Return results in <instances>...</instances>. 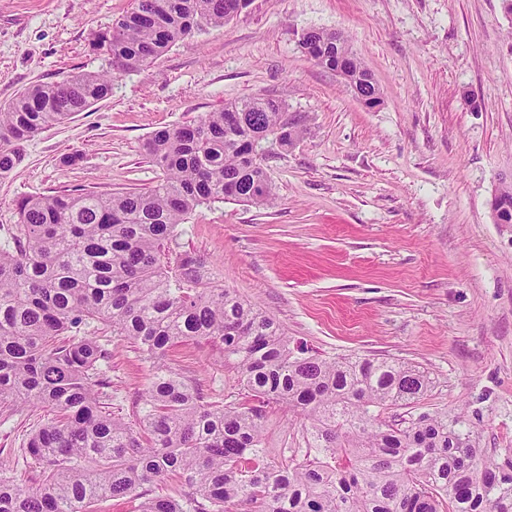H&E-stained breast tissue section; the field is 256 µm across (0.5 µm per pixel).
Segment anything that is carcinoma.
Segmentation results:
<instances>
[{
  "instance_id": "1",
  "label": "carcinoma",
  "mask_w": 512,
  "mask_h": 512,
  "mask_svg": "<svg viewBox=\"0 0 512 512\" xmlns=\"http://www.w3.org/2000/svg\"><path fill=\"white\" fill-rule=\"evenodd\" d=\"M251 0H134L92 49L105 66L26 88L0 105V176L44 129L112 92L114 77L139 69L202 27L219 28ZM351 93L371 90L370 70L336 33L300 42ZM295 130L294 136L286 128ZM300 137L281 102L251 97L145 144L162 172L146 191L59 192L15 203L13 245L0 246V410L42 407L49 417L26 454L41 481L20 487L0 467V512H94L102 500L146 494L172 480L174 495L140 512H512V474L478 457L448 419L423 414L394 427L381 412L415 404L430 377L407 363L326 359L291 346L275 317L213 285L189 252L170 249L197 208L224 200L268 206L273 183L258 151ZM112 328L151 361L137 424L107 409L112 352L85 333ZM201 341L236 372L237 396L208 401L168 361ZM302 420L309 450L270 459L266 409Z\"/></svg>"
}]
</instances>
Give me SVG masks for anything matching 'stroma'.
Returning <instances> with one entry per match:
<instances>
[{"label": "stroma", "mask_w": 512, "mask_h": 512, "mask_svg": "<svg viewBox=\"0 0 512 512\" xmlns=\"http://www.w3.org/2000/svg\"><path fill=\"white\" fill-rule=\"evenodd\" d=\"M134 0H0V105L24 88L101 69L96 36ZM341 33L383 103L369 109L300 47L311 29ZM282 102L303 129L287 150L264 146L276 200L200 208L176 250L201 258L217 285L272 314L295 344L334 358L403 361L430 377L399 424L447 414L456 431L512 474V224L490 199L512 181V20L501 0H252L221 28L193 31L112 93L25 142L0 178V245L14 202L55 191H144L161 172L144 155L154 131L225 104ZM108 345L109 409L135 420L149 364L94 322ZM205 395L230 398L216 348L174 350ZM47 410L0 413V464L21 486L38 470L24 443ZM275 458L303 447L287 409L266 418Z\"/></svg>", "instance_id": "stroma-1"}]
</instances>
